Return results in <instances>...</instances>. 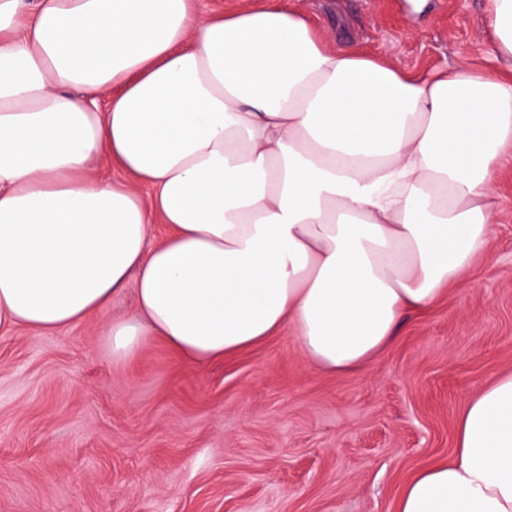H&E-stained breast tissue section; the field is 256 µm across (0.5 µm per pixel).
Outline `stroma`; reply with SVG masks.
<instances>
[{
    "label": "stroma",
    "instance_id": "35a3bbf8",
    "mask_svg": "<svg viewBox=\"0 0 512 512\" xmlns=\"http://www.w3.org/2000/svg\"><path fill=\"white\" fill-rule=\"evenodd\" d=\"M282 3L407 72L493 55L484 0H201ZM495 190L491 258L357 372L308 365L288 329L203 365L158 340L115 361L130 291L68 331L0 337V512H396L451 459L467 400L512 372L511 159Z\"/></svg>",
    "mask_w": 512,
    "mask_h": 512
}]
</instances>
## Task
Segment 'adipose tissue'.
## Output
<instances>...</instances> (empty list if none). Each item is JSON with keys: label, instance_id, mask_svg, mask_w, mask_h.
I'll use <instances>...</instances> for the list:
<instances>
[{"label": "adipose tissue", "instance_id": "ef3b65f1", "mask_svg": "<svg viewBox=\"0 0 512 512\" xmlns=\"http://www.w3.org/2000/svg\"><path fill=\"white\" fill-rule=\"evenodd\" d=\"M485 12L493 68L414 75L286 7L0 0V331L71 328L131 285L116 360L156 336L201 364L289 329L315 368L369 366L491 254L512 0ZM103 156L125 179L93 175ZM396 509L512 512V373Z\"/></svg>", "mask_w": 512, "mask_h": 512}]
</instances>
